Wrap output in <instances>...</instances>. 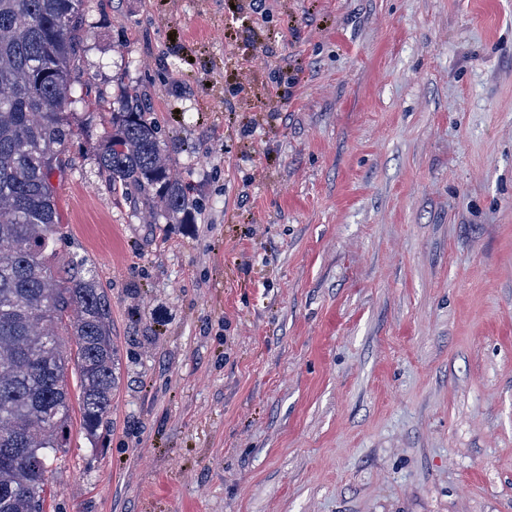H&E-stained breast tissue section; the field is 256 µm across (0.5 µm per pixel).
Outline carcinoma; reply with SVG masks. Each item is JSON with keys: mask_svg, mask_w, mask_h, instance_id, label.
<instances>
[{"mask_svg": "<svg viewBox=\"0 0 512 512\" xmlns=\"http://www.w3.org/2000/svg\"><path fill=\"white\" fill-rule=\"evenodd\" d=\"M86 40L84 0H0V512H44L47 461L69 441L64 337L83 429L93 437L120 380L112 306L92 266L54 271L63 235L52 178L77 133L65 121L87 103L75 84ZM128 86L100 136L112 193L137 195L153 224H187L195 209L170 167L172 145Z\"/></svg>", "mask_w": 512, "mask_h": 512, "instance_id": "1", "label": "carcinoma"}]
</instances>
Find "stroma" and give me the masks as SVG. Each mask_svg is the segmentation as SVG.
<instances>
[{"label":"stroma","mask_w":512,"mask_h":512,"mask_svg":"<svg viewBox=\"0 0 512 512\" xmlns=\"http://www.w3.org/2000/svg\"><path fill=\"white\" fill-rule=\"evenodd\" d=\"M53 177L112 304L46 512H512V0H86ZM190 224L99 176L124 86Z\"/></svg>","instance_id":"1"}]
</instances>
